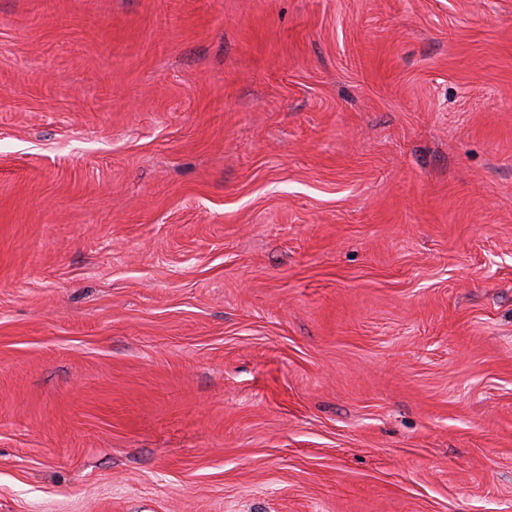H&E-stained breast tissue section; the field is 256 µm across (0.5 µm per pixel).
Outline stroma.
I'll return each mask as SVG.
<instances>
[{
    "mask_svg": "<svg viewBox=\"0 0 512 512\" xmlns=\"http://www.w3.org/2000/svg\"><path fill=\"white\" fill-rule=\"evenodd\" d=\"M0 512H512V0H0Z\"/></svg>",
    "mask_w": 512,
    "mask_h": 512,
    "instance_id": "obj_1",
    "label": "stroma"
}]
</instances>
